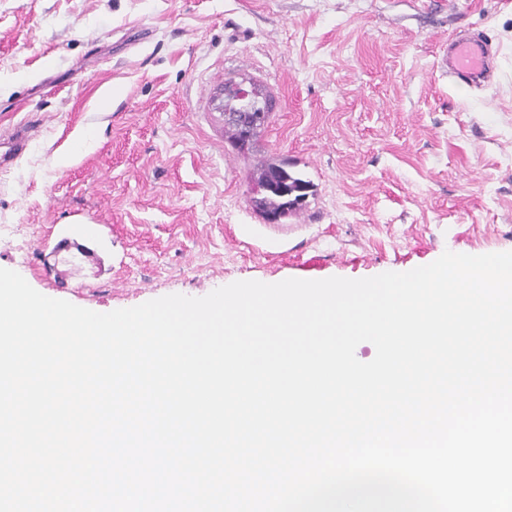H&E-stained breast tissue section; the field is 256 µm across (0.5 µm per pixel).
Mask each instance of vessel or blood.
Wrapping results in <instances>:
<instances>
[{
	"mask_svg": "<svg viewBox=\"0 0 512 512\" xmlns=\"http://www.w3.org/2000/svg\"><path fill=\"white\" fill-rule=\"evenodd\" d=\"M495 59V52L484 38L462 36L449 41L441 64L450 79L479 86L494 80Z\"/></svg>",
	"mask_w": 512,
	"mask_h": 512,
	"instance_id": "vessel-or-blood-1",
	"label": "vessel or blood"
}]
</instances>
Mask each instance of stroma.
<instances>
[{"label": "stroma", "mask_w": 512, "mask_h": 512, "mask_svg": "<svg viewBox=\"0 0 512 512\" xmlns=\"http://www.w3.org/2000/svg\"><path fill=\"white\" fill-rule=\"evenodd\" d=\"M470 31L499 49L482 87L439 65ZM241 77L274 101L243 151L210 104ZM17 127L0 268L83 308L512 251V0H0ZM267 162L312 184L275 222L251 202Z\"/></svg>", "instance_id": "obj_1"}]
</instances>
